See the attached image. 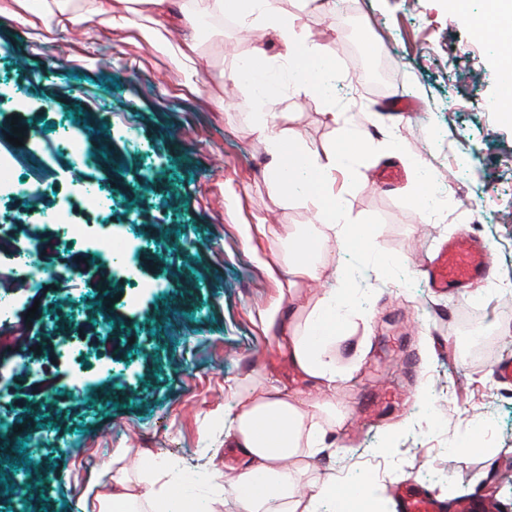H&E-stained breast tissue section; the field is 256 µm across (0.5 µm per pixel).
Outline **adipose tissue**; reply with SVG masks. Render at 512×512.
Instances as JSON below:
<instances>
[{"label":"adipose tissue","instance_id":"obj_1","mask_svg":"<svg viewBox=\"0 0 512 512\" xmlns=\"http://www.w3.org/2000/svg\"><path fill=\"white\" fill-rule=\"evenodd\" d=\"M235 15L245 26L267 24L282 47L279 59L295 84H302L305 67L317 70L324 65L326 45L311 39L293 18L279 13L276 0H237ZM274 118L271 112L256 113L254 129L275 161L277 186L287 197L295 179H303L305 198L320 221L285 237L271 224L246 225L244 234L249 241L257 237L279 241L283 263L277 274L281 287L293 296L303 283L321 279L326 266L325 242L345 249L352 239L345 225L338 223L336 207L322 203V192L336 167L335 156L289 150L285 138L273 128ZM345 302L341 289L332 285L323 289L321 297L306 300L304 319L287 321L276 308L259 315L267 329L280 330L279 344L295 365L331 392L343 376L336 367V330L324 327L323 322ZM335 412V401L306 409L297 397L282 394L273 386L239 395L235 411L224 416V435L249 458L250 467L230 482L223 473L211 472L210 482L220 488L231 487L239 512H289L288 500L301 485V473L289 468L287 461L323 450L325 434L320 419ZM176 467V462L161 456L144 466L128 464L125 454L114 455L106 464L109 493L81 495L73 512H156L169 496L166 478Z\"/></svg>","mask_w":512,"mask_h":512}]
</instances>
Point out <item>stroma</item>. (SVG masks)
Listing matches in <instances>:
<instances>
[{"instance_id": "1", "label": "stroma", "mask_w": 512, "mask_h": 512, "mask_svg": "<svg viewBox=\"0 0 512 512\" xmlns=\"http://www.w3.org/2000/svg\"><path fill=\"white\" fill-rule=\"evenodd\" d=\"M329 2L326 12L277 2L327 44L326 94L290 85L279 70L263 86L287 140L337 153L326 196L357 234L350 249L329 251L357 314L338 326L343 415L326 427L327 449L300 457L299 499L332 480L340 492L372 491L395 512L392 489L413 483L444 501L478 491L492 512H512V384L493 371L512 358V311L503 312L500 291L512 285V120L499 107L506 46L476 29L486 0ZM33 4L0 0V147L13 125L25 126L39 158L27 174L43 189L0 199V213L69 203L76 222L124 227L130 257L116 268L100 248L62 245L53 226L31 225L23 237L91 276L27 288L11 238L0 239V292L21 310L16 323L0 324V381L9 388L0 445L14 447L23 420L40 422L25 441L39 466L24 498L14 493L11 458H0V512H72L86 488L105 489L117 448L133 459L167 456L190 474L234 476L247 465L224 442L236 391L272 381L310 405L328 396L262 327L260 312L277 305L288 314L299 303L269 270L271 243L243 238L247 224L286 234L319 221L301 194L282 200L253 131L254 90L230 79L246 58L279 47L260 24L247 43L236 21L219 35L202 29L192 73L143 32L161 24L167 42L182 40L176 15L114 0L131 22L107 26L81 0L80 21L63 29ZM32 70L41 80H29ZM398 99L417 111L388 116L387 101ZM61 129L83 140L85 168L50 141ZM390 163L406 177L386 191L371 173ZM81 180L99 186L101 209L72 194ZM461 232L494 249L485 296L435 294L421 276L435 244ZM470 307L493 336L482 359L458 348ZM53 329L68 337V357L46 339ZM74 465L77 481H61Z\"/></svg>"}]
</instances>
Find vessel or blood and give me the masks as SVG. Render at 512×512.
Segmentation results:
<instances>
[{
  "label": "vessel or blood",
  "instance_id": "vessel-or-blood-1",
  "mask_svg": "<svg viewBox=\"0 0 512 512\" xmlns=\"http://www.w3.org/2000/svg\"><path fill=\"white\" fill-rule=\"evenodd\" d=\"M495 256L489 244L464 233L439 242L423 267V278L433 292L451 296L465 294L468 286L489 278ZM397 512H486L482 494L444 502L415 485L396 488L393 492Z\"/></svg>",
  "mask_w": 512,
  "mask_h": 512
}]
</instances>
